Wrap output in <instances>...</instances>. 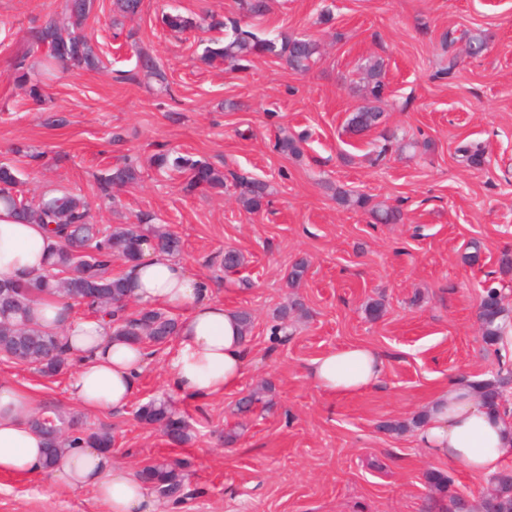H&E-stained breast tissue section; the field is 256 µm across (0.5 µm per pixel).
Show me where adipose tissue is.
<instances>
[{"mask_svg": "<svg viewBox=\"0 0 512 512\" xmlns=\"http://www.w3.org/2000/svg\"><path fill=\"white\" fill-rule=\"evenodd\" d=\"M58 245L46 225L20 223L0 208V277L44 274ZM126 276L140 303L181 316L168 358L171 387L197 398L235 388L245 367L246 341L235 312L211 299L209 284L182 262L149 250L130 263ZM30 315L65 346L74 366L67 391L75 405L89 413H120L129 406L146 365L140 344L113 335L108 320L75 318L71 302L52 295L35 296ZM384 372V355L363 344L327 352L307 369L315 386L336 396L378 387ZM34 415L31 395L16 383L0 381L1 474L43 472L45 440L32 424ZM417 439L436 458L477 476L493 475L512 458V418L490 411L469 382L453 380L429 406ZM52 473L70 490L91 491L104 512H155L147 487L101 449L62 448Z\"/></svg>", "mask_w": 512, "mask_h": 512, "instance_id": "obj_1", "label": "adipose tissue"}]
</instances>
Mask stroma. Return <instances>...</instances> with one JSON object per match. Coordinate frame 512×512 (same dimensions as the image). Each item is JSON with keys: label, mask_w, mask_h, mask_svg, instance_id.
I'll return each instance as SVG.
<instances>
[{"label": "stroma", "mask_w": 512, "mask_h": 512, "mask_svg": "<svg viewBox=\"0 0 512 512\" xmlns=\"http://www.w3.org/2000/svg\"><path fill=\"white\" fill-rule=\"evenodd\" d=\"M64 0H0V162L16 166L26 199L63 191L90 204L96 224H165L183 242L180 261L205 277L217 301L247 310L253 325L239 385L197 400L168 385L169 344L159 345L125 412L86 413L66 392V374L42 377L0 358V380L25 387L37 408H52L115 438L113 461L137 470L180 460L189 479L182 503L164 512H445L425 474L445 472L449 492L477 502L491 477L473 476L431 456L411 421L449 380L495 378L503 357L481 339L478 309L487 287L505 296L512 320V0H269L255 29L305 35L320 45L296 73L269 56L237 66L206 65L209 40L239 18L238 0H143L138 17L113 36L112 0H93L84 32L98 69H73L51 82L44 102L27 94L41 51L31 31L60 15ZM178 11L202 28L171 31ZM487 41L478 57L468 39ZM30 68L20 76L18 54ZM153 57L168 88L146 78ZM453 74L436 75L442 58ZM385 63L384 121L363 138L344 131L362 101L360 67ZM304 136V152L280 154L278 137ZM481 146L484 162L460 163L457 147ZM176 150L224 172L269 186L262 210L247 212L240 189L185 191V176L159 174L154 155ZM140 165L135 184L103 195L98 179L123 158ZM400 209L397 224L349 209L337 190ZM246 263L225 272V250ZM299 288L286 276L298 260ZM249 280L240 288V280ZM303 305L274 335L278 311ZM382 300L370 320L365 308ZM363 343L387 357L379 388L332 396L306 377L312 360ZM272 390L253 412L237 401L256 385ZM170 397L190 425L175 445L160 425L136 420L152 399ZM404 422L401 433L387 431ZM0 512H103L92 492L60 486L51 473L0 474Z\"/></svg>", "instance_id": "stroma-1"}]
</instances>
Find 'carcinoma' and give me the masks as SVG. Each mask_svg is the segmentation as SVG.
Here are the masks:
<instances>
[{
	"label": "carcinoma",
	"mask_w": 512,
	"mask_h": 512,
	"mask_svg": "<svg viewBox=\"0 0 512 512\" xmlns=\"http://www.w3.org/2000/svg\"><path fill=\"white\" fill-rule=\"evenodd\" d=\"M143 0H114L112 26L123 30V20L138 15ZM242 16L258 18L267 11V0H238ZM92 7V0H65L61 16L51 19L33 35L34 45L46 50L42 60L44 73L51 75L57 70L86 68L99 65V57L92 44L81 34ZM232 33L224 36L219 47L208 46L204 59L236 64L253 55H266L285 61L296 71H306L317 60L318 44L302 37L282 35L261 37L245 29L240 22H232ZM145 75L166 84L165 73L153 58H140ZM363 81L368 98H382L386 84L384 64L380 59H369L362 67ZM383 112L375 105L365 103L354 109L347 121L348 132L360 136L382 122ZM303 137L284 135L276 143V149L286 156H298ZM461 161L472 167L484 163L479 149L469 146L457 148ZM154 163L159 169L188 174L186 190L220 189L226 185L223 171L208 162L189 157L159 154ZM140 171L134 162H123L113 167L101 178V189L105 192L114 186H123L138 181ZM236 185L242 187L239 201L243 207L256 213L261 210L267 197V185L244 175H232ZM20 180L17 171L0 165V205L11 210L26 223L53 226L60 239V247L52 254L48 273L43 277L15 283L0 280V351L11 352L19 361L33 366L46 377L60 374L67 366V357L60 340L28 322L30 302L36 294L49 293L59 297L77 299L95 314L110 317L115 326L114 335L123 336L139 343L160 344L177 335L178 321L166 312L154 308H142L136 313H126V302L130 291L123 275H112V260L122 258L128 263L136 261L146 245L157 253L177 255L182 248L181 239L164 225H150L145 229L133 226L102 227L90 222L87 205L68 194L41 198L28 202L17 195ZM336 198L348 208L364 209L370 199L346 190H336ZM505 308L500 291L495 287L486 289L481 302L480 320L482 340L495 344L500 332L501 318ZM508 378L475 383L479 396L489 405L502 409V387ZM138 417L163 427L169 440L182 444L189 440L187 422L177 416L165 400H155L138 411ZM34 426L46 440L44 467L50 469L57 460L63 443L112 450V434L107 429L87 432L81 428L67 429L60 416L43 409L33 418ZM137 477L167 499L177 501L184 496L186 475L181 462L156 459L146 462L137 471ZM430 489L438 494L448 492V477L441 471H430L426 475ZM447 512H512V472L504 471L494 477L493 490L476 504H468L458 496L448 499Z\"/></svg>",
	"instance_id": "1"
}]
</instances>
